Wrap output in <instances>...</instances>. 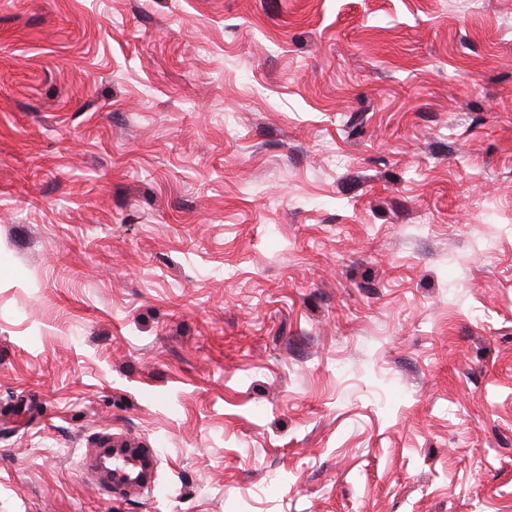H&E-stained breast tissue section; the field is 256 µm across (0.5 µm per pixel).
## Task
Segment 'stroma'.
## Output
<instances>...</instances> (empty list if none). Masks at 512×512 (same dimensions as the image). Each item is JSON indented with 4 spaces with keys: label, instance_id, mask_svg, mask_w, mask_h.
Returning <instances> with one entry per match:
<instances>
[{
    "label": "stroma",
    "instance_id": "obj_1",
    "mask_svg": "<svg viewBox=\"0 0 512 512\" xmlns=\"http://www.w3.org/2000/svg\"><path fill=\"white\" fill-rule=\"evenodd\" d=\"M0 512H512V0H0ZM154 448H112V438L101 440L94 448H86L79 465L98 483L99 489L112 497L116 491L134 487L155 488L152 466Z\"/></svg>",
    "mask_w": 512,
    "mask_h": 512
}]
</instances>
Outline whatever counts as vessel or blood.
I'll use <instances>...</instances> for the list:
<instances>
[{"mask_svg": "<svg viewBox=\"0 0 512 512\" xmlns=\"http://www.w3.org/2000/svg\"><path fill=\"white\" fill-rule=\"evenodd\" d=\"M153 449L113 447L111 439L86 449L79 465L106 495L135 487L154 489Z\"/></svg>", "mask_w": 512, "mask_h": 512, "instance_id": "b4317fda", "label": "vessel or blood"}]
</instances>
